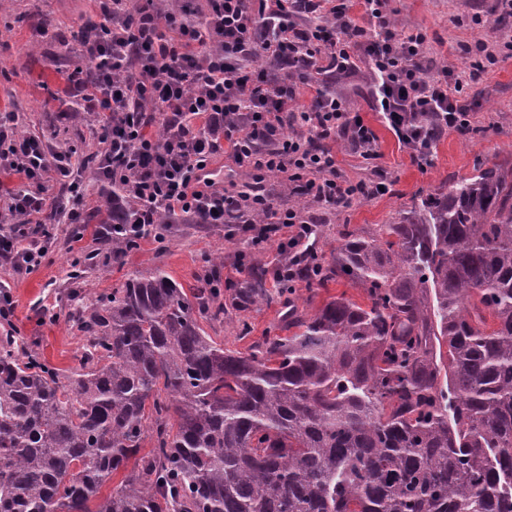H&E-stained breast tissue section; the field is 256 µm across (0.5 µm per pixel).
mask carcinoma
Segmentation results:
<instances>
[{"mask_svg": "<svg viewBox=\"0 0 512 512\" xmlns=\"http://www.w3.org/2000/svg\"><path fill=\"white\" fill-rule=\"evenodd\" d=\"M337 242L295 281L344 278L368 305L293 304L246 354L201 321L292 294L261 263L71 292L76 370L0 336V512H512V167Z\"/></svg>", "mask_w": 512, "mask_h": 512, "instance_id": "carcinoma-1", "label": "carcinoma"}]
</instances>
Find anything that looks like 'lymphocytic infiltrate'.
Returning a JSON list of instances; mask_svg holds the SVG:
<instances>
[{"mask_svg": "<svg viewBox=\"0 0 512 512\" xmlns=\"http://www.w3.org/2000/svg\"><path fill=\"white\" fill-rule=\"evenodd\" d=\"M102 37L86 41V75L75 77L83 111L99 119L106 145L99 176L125 185L138 202L140 221L130 233L148 232L159 215L197 224L234 219L253 246L277 240V279L315 259V224L302 208H281L272 179L321 207L351 205L378 194L374 182L342 176L325 140L343 137L363 159L376 155L375 135L351 110L337 83L367 69L390 126L423 159L417 117L437 114L446 128L462 129L468 110L460 101L477 71L445 69L425 76L421 32H396L387 0H364L371 28L355 23L348 0H207L200 19L188 8L146 10L139 0H101ZM262 66H252L255 56ZM309 103H300L302 89ZM162 123L154 138L148 126ZM246 174L224 182L218 157ZM81 161L54 152L36 136H17L14 115L0 113V173L23 185L10 193L18 221L0 226V257L14 267L39 269L51 236L42 220L82 224L73 206L48 203L56 180L76 192Z\"/></svg>", "mask_w": 512, "mask_h": 512, "instance_id": "1", "label": "lymphocytic infiltrate"}]
</instances>
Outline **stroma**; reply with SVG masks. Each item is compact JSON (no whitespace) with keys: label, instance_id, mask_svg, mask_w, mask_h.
<instances>
[{"label":"stroma","instance_id":"1","mask_svg":"<svg viewBox=\"0 0 512 512\" xmlns=\"http://www.w3.org/2000/svg\"><path fill=\"white\" fill-rule=\"evenodd\" d=\"M394 22L405 30L421 31L426 37V58L432 70L469 68L478 56H463L459 46L478 40L494 46L497 61L479 78L468 82L461 92L469 108L470 125L462 131H445L427 163L414 162L381 112L374 106L373 85L362 75L346 85L349 105L359 113L376 135V159L360 162L347 144L336 149L338 169L347 178L386 181L388 190L348 209L305 204L290 196L293 205L306 206L316 217L323 234L317 252L330 257L340 230L373 231L389 223L412 199L436 193L454 182L470 178L481 165L512 163V16L497 0H389ZM98 11L96 0H0V112H13L25 135L42 137L47 144L66 143L81 152L97 146L94 118L76 119L67 75L88 67L83 46L63 53L61 45L72 42L83 22ZM100 185L87 181L81 203L87 226L81 243H74V227L52 225L54 237L43 265L34 272L13 268L0 261V289L8 291L14 303L12 323L32 348L51 365L73 370L82 357V340L67 319V295L75 287L96 293L120 287L129 274L163 266L178 283L189 286L204 274L207 257L220 254L223 279L243 277L239 258L256 259L273 265L276 242L253 248L246 234H229L225 225L172 224L163 240H146L140 249L121 262L107 256L108 246L99 232L111 223L112 212ZM94 254L93 266L80 280H73L69 259L77 253ZM365 303L363 291L346 280L322 288L307 289L297 284L293 299L299 309L314 311L339 294ZM252 332L238 334L236 318L207 321L203 327L226 348L247 351L265 329L278 319L277 308L252 310L246 315Z\"/></svg>","mask_w":512,"mask_h":512}]
</instances>
